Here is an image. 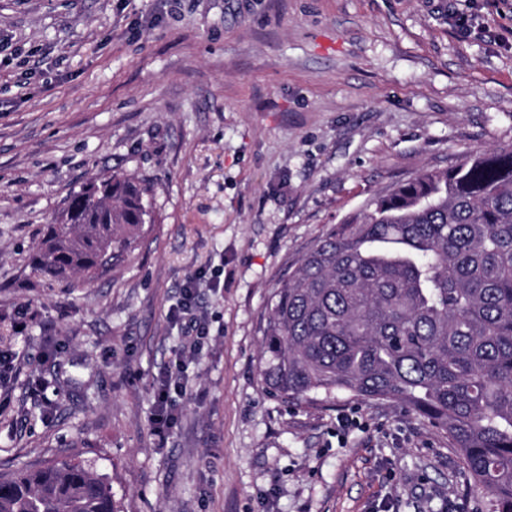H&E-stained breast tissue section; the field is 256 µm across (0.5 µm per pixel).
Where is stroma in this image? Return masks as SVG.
Returning <instances> with one entry per match:
<instances>
[{
  "mask_svg": "<svg viewBox=\"0 0 512 512\" xmlns=\"http://www.w3.org/2000/svg\"><path fill=\"white\" fill-rule=\"evenodd\" d=\"M509 145L512 0H0V473L77 453L120 512H476L405 404L271 397L260 327L331 225ZM111 175L153 188L130 260L35 276L67 197ZM191 277L209 333L162 439ZM185 361L179 360L171 367L164 379H162L155 389L156 410L153 418V430L159 438H164L173 427L175 421L174 408L170 403L171 386L180 384L182 373L184 371Z\"/></svg>",
  "mask_w": 512,
  "mask_h": 512,
  "instance_id": "stroma-1",
  "label": "stroma"
}]
</instances>
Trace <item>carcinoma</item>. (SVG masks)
Instances as JSON below:
<instances>
[{
	"mask_svg": "<svg viewBox=\"0 0 512 512\" xmlns=\"http://www.w3.org/2000/svg\"><path fill=\"white\" fill-rule=\"evenodd\" d=\"M151 188L95 177L33 248V273L89 284L154 222ZM269 395L405 403L457 450L481 512H512V148L468 154L372 198L271 293ZM0 512H116L78 454L0 476Z\"/></svg>",
	"mask_w": 512,
	"mask_h": 512,
	"instance_id": "cac0c4a2",
	"label": "carcinoma"
}]
</instances>
